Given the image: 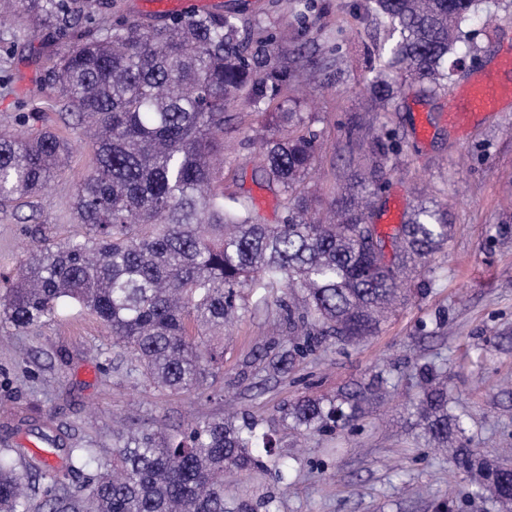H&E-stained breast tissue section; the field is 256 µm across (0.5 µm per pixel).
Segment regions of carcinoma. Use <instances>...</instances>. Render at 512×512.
I'll return each instance as SVG.
<instances>
[{
  "label": "carcinoma",
  "mask_w": 512,
  "mask_h": 512,
  "mask_svg": "<svg viewBox=\"0 0 512 512\" xmlns=\"http://www.w3.org/2000/svg\"><path fill=\"white\" fill-rule=\"evenodd\" d=\"M103 0H18L0 8V28L15 18L54 31L60 40L48 80L69 111L93 133L92 169L75 185L72 208L86 226L80 240L40 249L28 266L0 284V320L33 330L56 310L75 305L111 330L142 381L171 391L197 390L224 367V327L240 312L276 298L278 324L289 348L268 362L291 371L330 336L359 342L375 334L408 300L400 276L448 241V207L417 201L392 235L393 260L383 262V239L372 223L383 161L396 139L362 119L350 137L368 144L369 170L347 174L344 191L316 216L320 200L306 180L320 134L302 112V99L282 97L300 75L343 81L339 49L321 59L298 54L294 70L269 67L273 37H255L230 12L178 15L162 25L135 19L102 26ZM383 28L369 52L363 80L370 111L396 109L404 77L431 93L453 82L454 56L473 47L471 24L482 0H364ZM245 104L266 114L283 137L261 135L263 179L284 197L285 216L264 224L224 194V114ZM73 144L50 131L0 132V206L25 201L61 171ZM413 402L415 426L437 448L466 432L448 411L446 378L431 369ZM370 387L338 399L302 397L281 407L296 432H333L355 417ZM48 453L0 450V512H30L44 489L48 512H228L224 480L257 465L256 449L277 441L255 421L196 419L177 433L128 430L114 435L112 452L65 447L60 434L40 429ZM456 462L477 474L475 485L512 509V464H488L473 448ZM96 478L69 477L83 468Z\"/></svg>",
  "instance_id": "obj_1"
}]
</instances>
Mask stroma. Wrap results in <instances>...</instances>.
Wrapping results in <instances>:
<instances>
[{
    "mask_svg": "<svg viewBox=\"0 0 512 512\" xmlns=\"http://www.w3.org/2000/svg\"><path fill=\"white\" fill-rule=\"evenodd\" d=\"M245 25L262 22L280 34L273 48L278 65L292 66L298 46L325 56L342 40L348 81L309 86L307 115L321 132L313 176L322 199L340 192L344 172L363 167L365 151L349 137L367 106L363 84L364 42L371 20L354 16V0H213ZM498 16L493 31L479 30L474 50L464 53L457 85H464L498 51L512 45V0H486ZM59 43L32 24L13 26L0 42V132L30 121L74 141L67 171L27 202L0 207V274L23 268L33 250L82 238L71 200L75 183L92 159L90 139H79L75 118L46 82ZM449 93L424 95L403 83L396 111L379 114L377 128L397 132L401 151L384 166L382 231L400 224L404 211L425 189L448 207L453 232L425 269L410 275V301L362 342L327 339L287 374L273 375L268 360L288 344L276 331L275 306L241 316L230 329L224 368L206 390L172 393L135 384L124 358L105 359L110 345L96 317L67 306L34 331L0 323V448L29 445L31 425L59 429L65 443L112 446V421L123 417L143 428L176 433L198 418L257 421L273 430L278 446L262 466L224 490L228 512H500L488 493H475L470 473L451 452L418 438L410 405L419 395L421 367L444 372L448 393L468 430L462 444L497 459L512 448V107L482 116L466 131L448 128L442 111ZM262 118L250 108L224 121V188L256 208L266 224L280 223L278 187L260 185L261 159L249 143ZM383 373L392 395L371 397L352 421L332 433L283 428L284 402L310 394L331 399ZM290 469L278 482L276 468Z\"/></svg>",
    "mask_w": 512,
    "mask_h": 512,
    "instance_id": "1",
    "label": "stroma"
}]
</instances>
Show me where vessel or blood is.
I'll list each match as a JSON object with an SVG mask.
<instances>
[{
    "instance_id": "vessel-or-blood-1",
    "label": "vessel or blood",
    "mask_w": 512,
    "mask_h": 512,
    "mask_svg": "<svg viewBox=\"0 0 512 512\" xmlns=\"http://www.w3.org/2000/svg\"><path fill=\"white\" fill-rule=\"evenodd\" d=\"M512 104V48H503L494 64L481 69L477 76L462 86L449 103L446 118L449 125L460 126L487 112L501 111Z\"/></svg>"
}]
</instances>
